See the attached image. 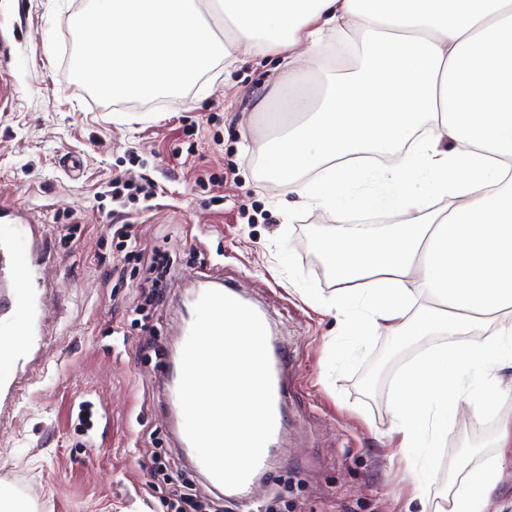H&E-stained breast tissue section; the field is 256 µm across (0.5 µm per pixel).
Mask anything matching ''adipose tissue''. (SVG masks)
Segmentation results:
<instances>
[{"mask_svg":"<svg viewBox=\"0 0 512 512\" xmlns=\"http://www.w3.org/2000/svg\"><path fill=\"white\" fill-rule=\"evenodd\" d=\"M70 28L73 79L116 99L282 55L263 174L335 220L334 289L306 299L347 346L440 337L396 375L390 431L424 489L460 398L494 412L495 454L435 508L487 512L512 461V0H96ZM367 211L397 219L352 223Z\"/></svg>","mask_w":512,"mask_h":512,"instance_id":"adipose-tissue-1","label":"adipose tissue"}]
</instances>
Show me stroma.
Masks as SVG:
<instances>
[{"label":"stroma","mask_w":512,"mask_h":512,"mask_svg":"<svg viewBox=\"0 0 512 512\" xmlns=\"http://www.w3.org/2000/svg\"><path fill=\"white\" fill-rule=\"evenodd\" d=\"M93 7L0 0V79L14 93L0 112V202L44 227L42 287L23 297L0 288V331L22 335L0 396V490L16 492L28 512H168L182 493L195 512H422V498L453 493L464 467L490 455L495 419L477 420L463 404L435 460L443 475L422 493L387 435L392 380L435 337L395 350L380 336L339 361L337 319L302 299L305 287L332 291L308 235L329 216L303 209L289 220L278 187L261 179L268 115L247 107L279 56L148 105L106 102L69 69L78 45L68 17ZM119 178L149 185L152 199L113 197ZM122 224L133 225L139 257L114 240ZM159 277L167 288L158 303L149 291ZM211 281L235 284L292 357L291 421L247 498L196 468L163 384L180 306ZM156 457L181 482L151 473Z\"/></svg>","instance_id":"stroma-1"}]
</instances>
